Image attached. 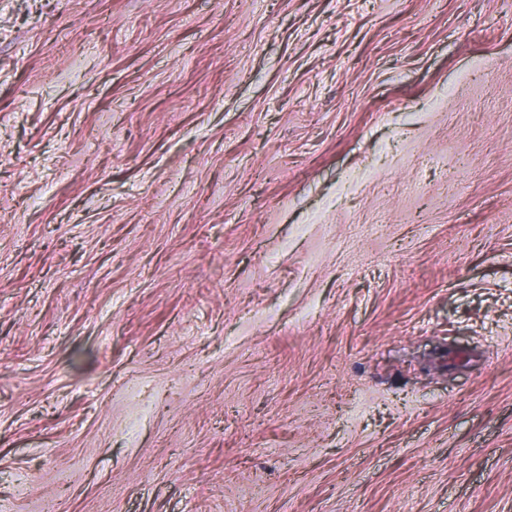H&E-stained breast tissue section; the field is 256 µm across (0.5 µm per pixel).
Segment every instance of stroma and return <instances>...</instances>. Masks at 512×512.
Segmentation results:
<instances>
[{"instance_id":"1","label":"stroma","mask_w":512,"mask_h":512,"mask_svg":"<svg viewBox=\"0 0 512 512\" xmlns=\"http://www.w3.org/2000/svg\"><path fill=\"white\" fill-rule=\"evenodd\" d=\"M512 512V0H0V512Z\"/></svg>"}]
</instances>
